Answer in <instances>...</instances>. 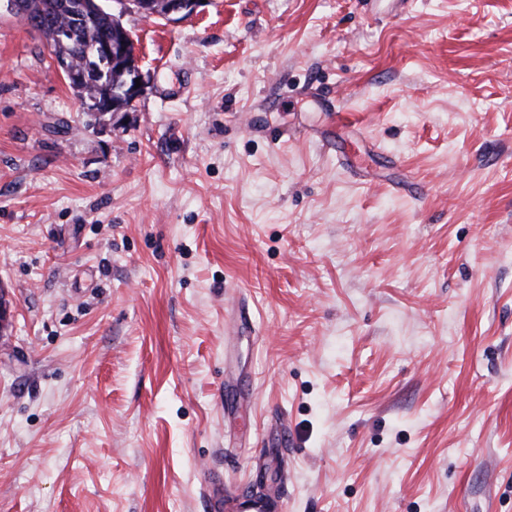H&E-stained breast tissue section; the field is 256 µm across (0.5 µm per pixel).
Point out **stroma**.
<instances>
[{
  "mask_svg": "<svg viewBox=\"0 0 512 512\" xmlns=\"http://www.w3.org/2000/svg\"><path fill=\"white\" fill-rule=\"evenodd\" d=\"M122 23L102 132L0 0V512H512V0ZM276 507L275 495L269 499L255 497L252 494H238L235 492L228 503L232 512H269Z\"/></svg>",
  "mask_w": 512,
  "mask_h": 512,
  "instance_id": "obj_1",
  "label": "stroma"
}]
</instances>
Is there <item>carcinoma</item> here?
<instances>
[{
    "label": "carcinoma",
    "mask_w": 512,
    "mask_h": 512,
    "mask_svg": "<svg viewBox=\"0 0 512 512\" xmlns=\"http://www.w3.org/2000/svg\"><path fill=\"white\" fill-rule=\"evenodd\" d=\"M23 2L25 12L21 14V18L25 21L31 16L54 17L56 29L53 30L46 25L38 30L53 56H67L72 58L76 65L87 67V86L84 91L77 93L78 98H94L102 104L112 97V80H102L95 76V71L104 68V64L96 58L94 49L102 39L111 36L114 29L122 26L120 18L103 11L95 14L83 27L72 31L70 22L75 0H23Z\"/></svg>",
    "instance_id": "obj_1"
}]
</instances>
